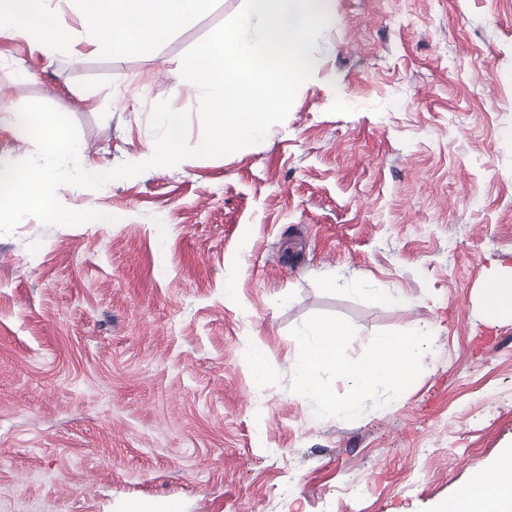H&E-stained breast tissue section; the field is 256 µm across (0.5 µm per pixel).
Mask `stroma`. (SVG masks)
Segmentation results:
<instances>
[{
    "label": "stroma",
    "instance_id": "stroma-1",
    "mask_svg": "<svg viewBox=\"0 0 512 512\" xmlns=\"http://www.w3.org/2000/svg\"><path fill=\"white\" fill-rule=\"evenodd\" d=\"M243 5L210 0L132 55L86 44L70 0L76 56L0 31V162L35 152L10 124L30 101L106 171L147 150L163 100L197 144L178 64ZM313 55L261 142L59 189L114 223L0 234V512H434L512 444V319L487 323L478 294L512 265V0H335ZM320 313L354 326L355 359L428 328L403 403L315 416L291 330ZM258 343L278 367L262 383Z\"/></svg>",
    "mask_w": 512,
    "mask_h": 512
}]
</instances>
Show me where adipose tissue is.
<instances>
[{
	"label": "adipose tissue",
	"mask_w": 512,
	"mask_h": 512,
	"mask_svg": "<svg viewBox=\"0 0 512 512\" xmlns=\"http://www.w3.org/2000/svg\"><path fill=\"white\" fill-rule=\"evenodd\" d=\"M96 8L88 18L85 40L111 54L126 55L163 40L186 20L200 14L208 0H71L75 11L87 2ZM54 0H0V31L19 28L32 6L41 22L32 30L48 58L73 54L70 39L55 26ZM480 290L486 321L501 322L512 315V266L486 276ZM444 512H512V448L500 449L489 472L458 489Z\"/></svg>",
	"instance_id": "adipose-tissue-1"
}]
</instances>
